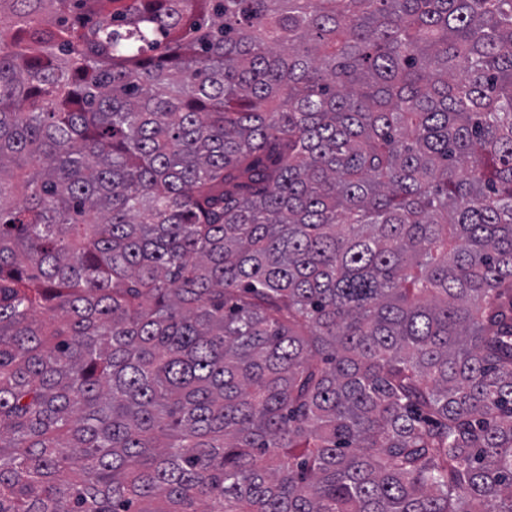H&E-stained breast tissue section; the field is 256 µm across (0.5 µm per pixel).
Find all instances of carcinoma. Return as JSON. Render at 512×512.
I'll return each mask as SVG.
<instances>
[{"label": "carcinoma", "instance_id": "carcinoma-1", "mask_svg": "<svg viewBox=\"0 0 512 512\" xmlns=\"http://www.w3.org/2000/svg\"><path fill=\"white\" fill-rule=\"evenodd\" d=\"M0 512H512V0H0Z\"/></svg>", "mask_w": 512, "mask_h": 512}]
</instances>
